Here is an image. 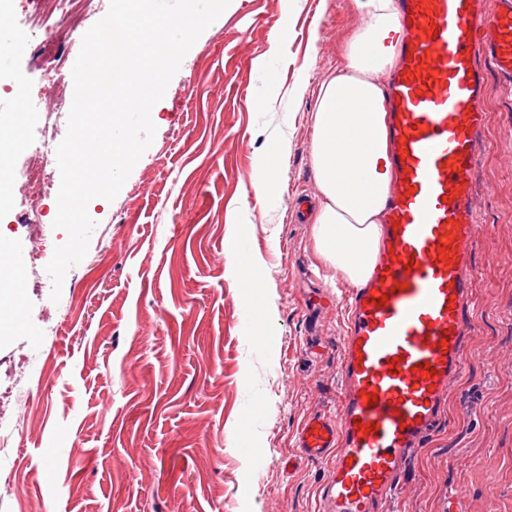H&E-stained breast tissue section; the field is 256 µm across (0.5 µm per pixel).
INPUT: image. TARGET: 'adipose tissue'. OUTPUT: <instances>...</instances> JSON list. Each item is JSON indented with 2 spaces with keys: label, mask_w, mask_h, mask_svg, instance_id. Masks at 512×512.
I'll list each match as a JSON object with an SVG mask.
<instances>
[{
  "label": "adipose tissue",
  "mask_w": 512,
  "mask_h": 512,
  "mask_svg": "<svg viewBox=\"0 0 512 512\" xmlns=\"http://www.w3.org/2000/svg\"><path fill=\"white\" fill-rule=\"evenodd\" d=\"M357 3L365 23L347 36L341 67L320 85L312 149L324 198L314 218L315 247L356 286L376 260L384 219L390 141L380 78L397 63L386 40L399 27L393 0Z\"/></svg>",
  "instance_id": "adipose-tissue-1"
}]
</instances>
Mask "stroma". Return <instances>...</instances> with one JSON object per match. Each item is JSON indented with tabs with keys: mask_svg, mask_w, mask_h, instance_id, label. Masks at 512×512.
Segmentation results:
<instances>
[{
	"mask_svg": "<svg viewBox=\"0 0 512 512\" xmlns=\"http://www.w3.org/2000/svg\"><path fill=\"white\" fill-rule=\"evenodd\" d=\"M359 17L355 0H230L153 106L154 141L119 194L90 202L89 249L59 302L17 281L0 370L28 355V417L0 467L25 493L0 495V512H318L324 466L297 436L336 409L349 283L292 202L322 200L313 113ZM484 107L476 334L393 512H512V89L493 71ZM22 220L0 208L25 270Z\"/></svg>",
	"mask_w": 512,
	"mask_h": 512,
	"instance_id": "stroma-1",
	"label": "stroma"
}]
</instances>
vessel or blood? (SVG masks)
Masks as SVG:
<instances>
[{
    "instance_id": "b4317fda",
    "label": "vessel or blood",
    "mask_w": 512,
    "mask_h": 512,
    "mask_svg": "<svg viewBox=\"0 0 512 512\" xmlns=\"http://www.w3.org/2000/svg\"><path fill=\"white\" fill-rule=\"evenodd\" d=\"M397 9L380 250L368 281L349 291L336 413L309 418L298 436L302 454L326 464L322 512H389L410 456L442 425L475 334L483 101L488 69L512 79V0H397ZM421 363L433 375L417 372Z\"/></svg>"
}]
</instances>
